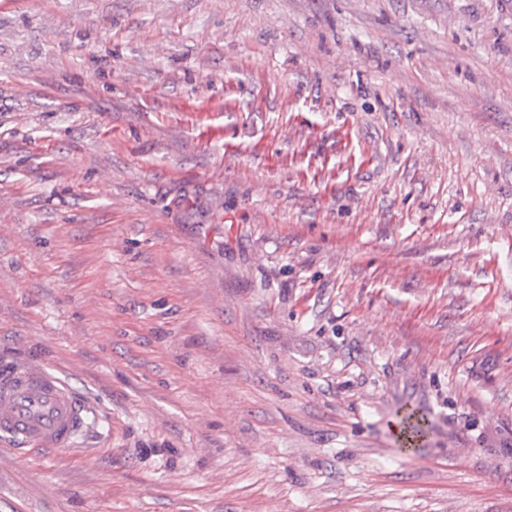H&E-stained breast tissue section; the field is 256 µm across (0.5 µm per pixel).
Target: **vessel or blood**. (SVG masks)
Instances as JSON below:
<instances>
[{"label":"vessel or blood","instance_id":"b4317fda","mask_svg":"<svg viewBox=\"0 0 512 512\" xmlns=\"http://www.w3.org/2000/svg\"><path fill=\"white\" fill-rule=\"evenodd\" d=\"M88 413L86 401L49 367L0 368V437L15 448L67 451Z\"/></svg>","mask_w":512,"mask_h":512}]
</instances>
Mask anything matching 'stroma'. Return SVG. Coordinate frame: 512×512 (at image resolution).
Listing matches in <instances>:
<instances>
[{
    "label": "stroma",
    "mask_w": 512,
    "mask_h": 512,
    "mask_svg": "<svg viewBox=\"0 0 512 512\" xmlns=\"http://www.w3.org/2000/svg\"><path fill=\"white\" fill-rule=\"evenodd\" d=\"M27 361L0 512H512V0H0ZM89 412L86 401L45 365L0 368V437L17 449L73 448Z\"/></svg>",
    "instance_id": "35a3bbf8"
}]
</instances>
